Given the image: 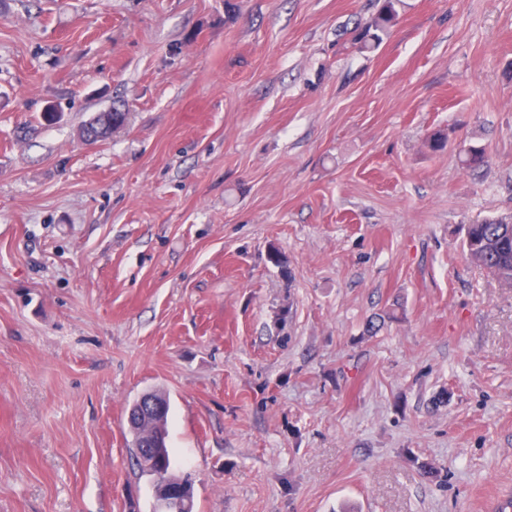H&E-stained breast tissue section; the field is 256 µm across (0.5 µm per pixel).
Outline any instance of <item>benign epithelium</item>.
<instances>
[{
  "mask_svg": "<svg viewBox=\"0 0 512 512\" xmlns=\"http://www.w3.org/2000/svg\"><path fill=\"white\" fill-rule=\"evenodd\" d=\"M166 412L167 402L164 397L155 390L144 392L128 412V427L137 429L147 421L162 418ZM165 440V431L157 429L136 441V465L151 469L153 475L152 512H190V491L193 483L182 477L179 484L171 485L165 480L163 469L155 465L158 449L164 447Z\"/></svg>",
  "mask_w": 512,
  "mask_h": 512,
  "instance_id": "1",
  "label": "benign epithelium"
}]
</instances>
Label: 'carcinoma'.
Instances as JSON below:
<instances>
[{"label":"carcinoma","mask_w":512,"mask_h":512,"mask_svg":"<svg viewBox=\"0 0 512 512\" xmlns=\"http://www.w3.org/2000/svg\"><path fill=\"white\" fill-rule=\"evenodd\" d=\"M402 0H383L378 13L357 23L358 40L361 48L373 49L382 41L383 35L398 16L397 6ZM129 113L117 109L100 112L94 116L84 128L102 133L106 139L111 132L104 126L111 124L121 128L127 124ZM489 157L484 149L472 147L465 152L464 164L469 169L488 165ZM509 217H497L479 224H470L464 236L463 249L466 255L476 264L488 270L505 288H512V223L506 222Z\"/></svg>","instance_id":"obj_1"}]
</instances>
